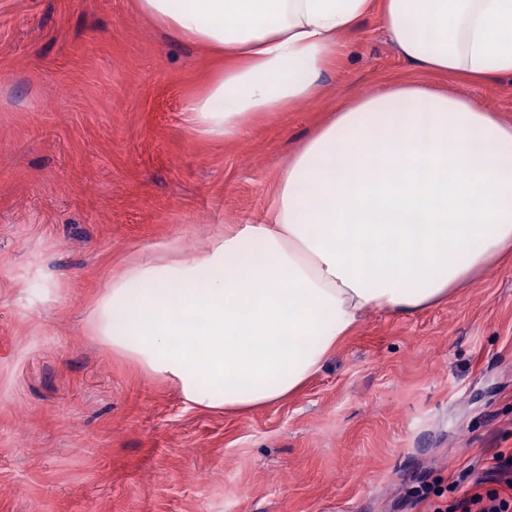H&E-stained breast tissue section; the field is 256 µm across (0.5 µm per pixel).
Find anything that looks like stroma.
I'll return each instance as SVG.
<instances>
[{"instance_id": "35a3bbf8", "label": "stroma", "mask_w": 512, "mask_h": 512, "mask_svg": "<svg viewBox=\"0 0 512 512\" xmlns=\"http://www.w3.org/2000/svg\"><path fill=\"white\" fill-rule=\"evenodd\" d=\"M317 96L193 130L225 55L138 0H0V512H427L512 449V262L444 305L367 312L299 392L246 415L184 402L89 315L113 273L261 223L305 138L350 98L425 80L380 8ZM512 120V78L441 77Z\"/></svg>"}]
</instances>
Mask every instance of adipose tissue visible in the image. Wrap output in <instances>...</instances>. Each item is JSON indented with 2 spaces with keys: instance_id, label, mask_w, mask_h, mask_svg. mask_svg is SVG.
<instances>
[{
  "instance_id": "1",
  "label": "adipose tissue",
  "mask_w": 512,
  "mask_h": 512,
  "mask_svg": "<svg viewBox=\"0 0 512 512\" xmlns=\"http://www.w3.org/2000/svg\"><path fill=\"white\" fill-rule=\"evenodd\" d=\"M231 63L187 106L199 132L313 96L372 0H139ZM417 71L512 77V0H381ZM512 257V121L419 81L358 96L306 139L266 223L203 253L114 276L97 336L195 406L247 413L287 399L369 309L413 314Z\"/></svg>"
}]
</instances>
